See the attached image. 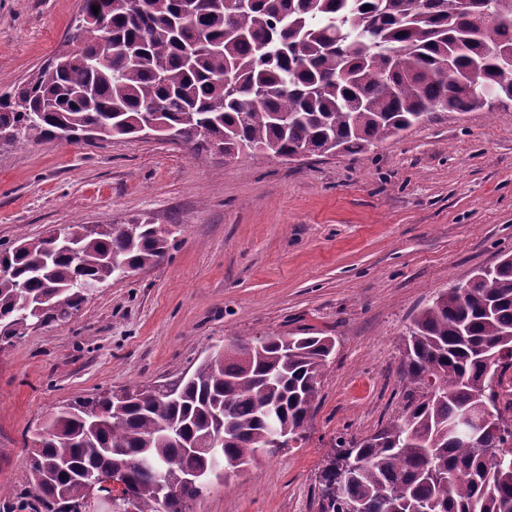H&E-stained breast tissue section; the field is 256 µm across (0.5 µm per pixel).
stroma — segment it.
<instances>
[{
    "mask_svg": "<svg viewBox=\"0 0 512 512\" xmlns=\"http://www.w3.org/2000/svg\"><path fill=\"white\" fill-rule=\"evenodd\" d=\"M80 0H0V92L67 48ZM169 227L157 264L0 344V512H47L28 476L56 407L172 380L212 349L327 336L299 444L212 482L191 512H319L339 439L396 418L405 338L433 297L512 255V104L435 112L362 154L285 161L159 137L0 147V243L65 224Z\"/></svg>",
    "mask_w": 512,
    "mask_h": 512,
    "instance_id": "obj_1",
    "label": "stroma"
}]
</instances>
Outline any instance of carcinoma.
I'll use <instances>...</instances> for the list:
<instances>
[{"label": "carcinoma", "mask_w": 512, "mask_h": 512, "mask_svg": "<svg viewBox=\"0 0 512 512\" xmlns=\"http://www.w3.org/2000/svg\"><path fill=\"white\" fill-rule=\"evenodd\" d=\"M102 28L74 31L70 54L0 95L8 144L31 135L102 139L155 120L183 143L222 152L363 153L432 112L512 102V0H80ZM370 9H364V6ZM0 244V341L80 309L85 285L117 279L112 258L142 269L168 252L170 231L147 221L59 229ZM410 390L402 414L360 441L339 442L321 475L320 512H512V255L440 292L407 336ZM326 337H258L202 360L190 376L101 391L63 405L37 433L30 478L43 505L79 512L91 472L122 471L136 512H189L223 457L248 466L275 429L301 438L318 398ZM486 403L505 429L482 448L452 435ZM357 465L336 474V455ZM172 496L164 498L161 489Z\"/></svg>", "instance_id": "cac0c4a2"}]
</instances>
